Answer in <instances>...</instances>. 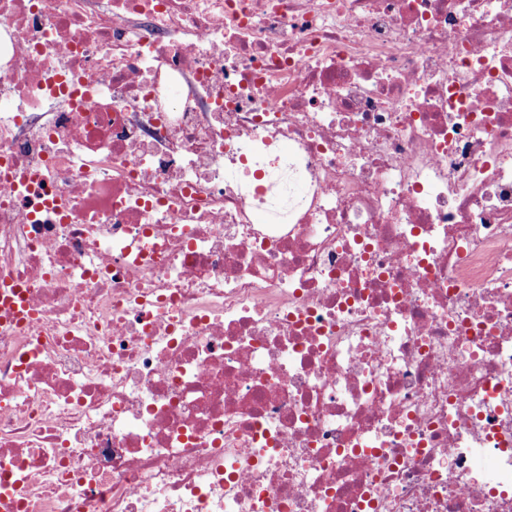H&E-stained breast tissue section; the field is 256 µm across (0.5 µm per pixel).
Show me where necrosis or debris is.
Returning a JSON list of instances; mask_svg holds the SVG:
<instances>
[{"label":"necrosis or debris","instance_id":"necrosis-or-debris-1","mask_svg":"<svg viewBox=\"0 0 512 512\" xmlns=\"http://www.w3.org/2000/svg\"><path fill=\"white\" fill-rule=\"evenodd\" d=\"M0 512H512V0H0Z\"/></svg>","mask_w":512,"mask_h":512}]
</instances>
